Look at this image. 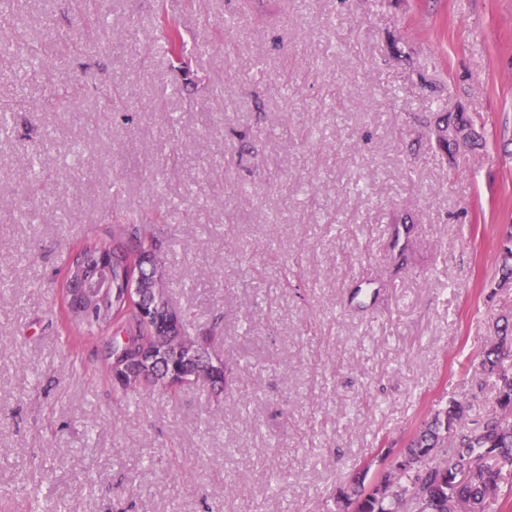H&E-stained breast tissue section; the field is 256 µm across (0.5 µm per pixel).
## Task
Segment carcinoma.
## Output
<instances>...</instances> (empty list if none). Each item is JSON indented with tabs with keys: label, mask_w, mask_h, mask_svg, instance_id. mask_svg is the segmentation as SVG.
<instances>
[{
	"label": "carcinoma",
	"mask_w": 512,
	"mask_h": 512,
	"mask_svg": "<svg viewBox=\"0 0 512 512\" xmlns=\"http://www.w3.org/2000/svg\"><path fill=\"white\" fill-rule=\"evenodd\" d=\"M124 234L135 249L161 250L159 238L144 224H127ZM500 272V285L512 282V230L503 238ZM113 325L124 336L105 337L104 362L109 371H114L112 363L119 357L126 358L144 346L162 354V361L188 369L177 342L166 335H146L132 309L114 304L106 312L69 314L68 327L73 331L96 328L101 332ZM181 333L211 354L223 340L211 329L195 335L184 329ZM511 352L512 321L505 317L481 352L482 370L494 386L493 409L471 420L470 405L449 401L448 407L401 449L393 471L382 472L370 486L363 478L353 481L341 492L344 502L354 506V512H486L506 472L512 470V371L501 365L502 358ZM218 362L216 376L224 389L236 381V370L221 358ZM145 385L170 391L164 380L148 377L146 384L126 385L118 392L128 398ZM457 457L468 460L469 466L461 482L448 476V467Z\"/></svg>",
	"instance_id": "cac0c4a2"
}]
</instances>
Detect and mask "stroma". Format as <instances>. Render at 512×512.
<instances>
[{
    "mask_svg": "<svg viewBox=\"0 0 512 512\" xmlns=\"http://www.w3.org/2000/svg\"><path fill=\"white\" fill-rule=\"evenodd\" d=\"M97 7L91 28L86 0H13L0 27V512H347L449 400L492 407L512 0ZM459 112L482 141L448 153L434 123ZM146 223L172 308L238 363L226 394L117 400L100 340L65 328L71 252Z\"/></svg>",
    "mask_w": 512,
    "mask_h": 512,
    "instance_id": "obj_1",
    "label": "stroma"
}]
</instances>
